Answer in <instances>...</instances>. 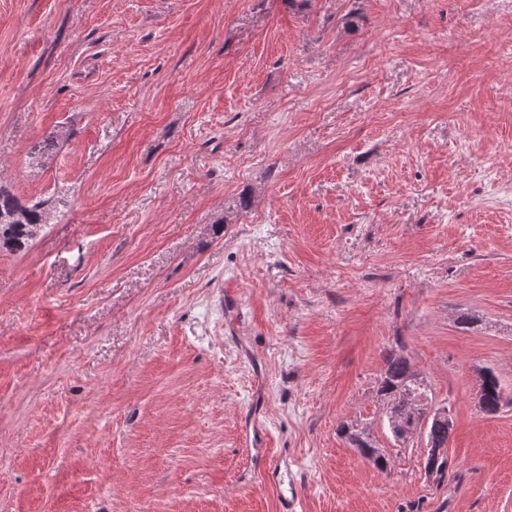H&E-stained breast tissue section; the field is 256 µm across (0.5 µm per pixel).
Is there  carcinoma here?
<instances>
[{"label": "carcinoma", "instance_id": "cac0c4a2", "mask_svg": "<svg viewBox=\"0 0 512 512\" xmlns=\"http://www.w3.org/2000/svg\"><path fill=\"white\" fill-rule=\"evenodd\" d=\"M56 141L57 133L51 132L32 148L30 158L34 166L43 167L49 162ZM68 207L65 194L24 203L13 193L0 188V249L9 252L25 249L46 224L64 215ZM479 378V408L487 415H494L503 406L499 378L490 368L481 369ZM377 395L386 403L387 427L394 440L407 442L416 435L424 437L428 453L424 464L433 462L437 474H444L448 470L445 448L454 423L432 411L426 387L417 381V373L408 358L395 353L388 355ZM339 431L374 467L382 472L387 469L385 455L369 443L368 433L352 430L345 424L340 425Z\"/></svg>", "mask_w": 512, "mask_h": 512}]
</instances>
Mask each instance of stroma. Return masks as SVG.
<instances>
[{
  "mask_svg": "<svg viewBox=\"0 0 512 512\" xmlns=\"http://www.w3.org/2000/svg\"><path fill=\"white\" fill-rule=\"evenodd\" d=\"M0 186L72 200L0 251V512H512V0H0ZM386 369L380 379L377 395L386 403L387 427L395 441L406 443L415 435L426 439L427 456L424 464L436 465L437 475L448 470V457L444 449L454 423L449 414L439 418L431 409L426 387L417 381V373L412 369L408 358L389 353ZM440 451L438 458H432L433 451ZM479 378V408L484 414H497L503 406V389L501 388L499 378L490 368L481 369ZM339 431L342 435L347 436L351 444L358 448L361 455L369 460L374 467H376L381 472L387 469V460L385 455L380 452L379 448H374L370 443V436L365 431L359 430H351L348 425L341 424L339 427ZM369 453H376V457H370Z\"/></svg>",
  "mask_w": 512,
  "mask_h": 512,
  "instance_id": "stroma-1",
  "label": "stroma"
}]
</instances>
